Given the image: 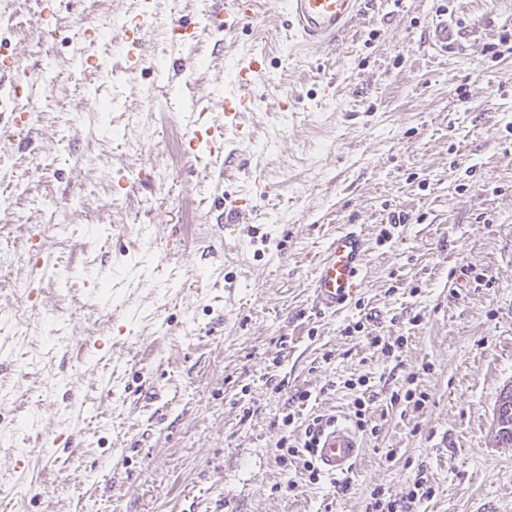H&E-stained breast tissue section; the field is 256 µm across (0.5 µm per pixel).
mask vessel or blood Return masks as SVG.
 Instances as JSON below:
<instances>
[{"instance_id": "b4317fda", "label": "vessel or blood", "mask_w": 512, "mask_h": 512, "mask_svg": "<svg viewBox=\"0 0 512 512\" xmlns=\"http://www.w3.org/2000/svg\"><path fill=\"white\" fill-rule=\"evenodd\" d=\"M363 0H287L288 16L304 45L319 49L343 33L360 12ZM253 0H224L223 14L215 15L216 27L226 17H249ZM265 62L252 55L238 62L235 72L236 95L224 100L223 126L202 123L193 130L190 147L206 143L210 155L221 156L224 132L239 125L245 104L244 94L258 82ZM367 256L366 239L361 231L350 228L338 232L322 251L312 281L314 303L319 310L342 311L362 287V272ZM361 443L357 432L347 423L332 422L318 439L316 458L323 472L339 477L350 472Z\"/></svg>"}]
</instances>
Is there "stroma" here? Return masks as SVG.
Masks as SVG:
<instances>
[{
    "mask_svg": "<svg viewBox=\"0 0 512 512\" xmlns=\"http://www.w3.org/2000/svg\"><path fill=\"white\" fill-rule=\"evenodd\" d=\"M220 6H0V52L34 85L12 106L38 112L18 128L0 109V496L17 512H512V447L496 439L512 387V0H365L316 51L278 0L227 31ZM145 7L156 25L129 64L121 19ZM443 19L460 33L445 52ZM175 20L196 32L181 49ZM251 53L266 71L224 164L188 153L189 111L223 122ZM45 198L66 222L29 236ZM237 200L246 228L221 227ZM350 224L368 239L363 287L323 312L314 268ZM42 253L52 274L15 294ZM357 320L365 332L345 334ZM371 334L402 345L383 355ZM362 376L376 431L348 476L311 484L280 461L281 437L304 439L282 418L306 390L312 414L353 422L343 383ZM409 389L421 407L391 404ZM40 432L63 437L54 466L29 446Z\"/></svg>",
    "mask_w": 512,
    "mask_h": 512,
    "instance_id": "obj_1",
    "label": "stroma"
}]
</instances>
